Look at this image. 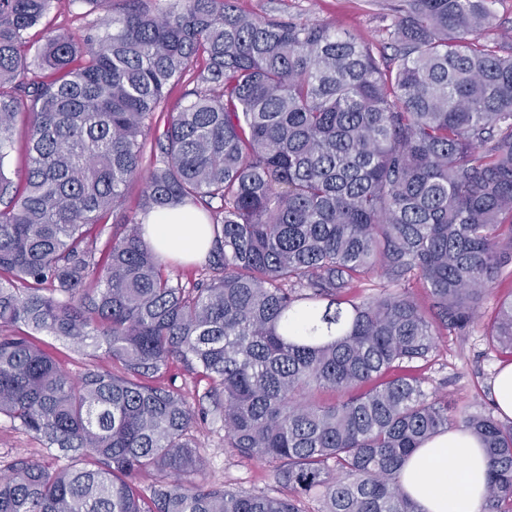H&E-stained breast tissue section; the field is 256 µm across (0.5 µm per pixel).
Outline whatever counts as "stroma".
<instances>
[{
  "mask_svg": "<svg viewBox=\"0 0 512 512\" xmlns=\"http://www.w3.org/2000/svg\"><path fill=\"white\" fill-rule=\"evenodd\" d=\"M237 5L260 18L332 23L338 30L382 50L384 56L392 54L385 43L393 16L380 0H238ZM100 15L89 0H57L30 35L36 41L49 31L78 36ZM511 296L512 279H499L490 286L479 317L466 335L441 336L432 356L421 365L427 388L447 396L452 404L466 402L483 410L493 408L491 384L503 361L484 330L495 318L500 302ZM197 435L207 460L198 481L223 482L249 493L275 489L271 467L242 458L235 449L225 447L223 430L202 425ZM20 459L46 463L50 457L31 435L0 417V470Z\"/></svg>",
  "mask_w": 512,
  "mask_h": 512,
  "instance_id": "35a3bbf8",
  "label": "stroma"
}]
</instances>
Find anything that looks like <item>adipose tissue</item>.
Returning <instances> with one entry per match:
<instances>
[{
  "label": "adipose tissue",
  "instance_id": "ef3b65f1",
  "mask_svg": "<svg viewBox=\"0 0 512 512\" xmlns=\"http://www.w3.org/2000/svg\"><path fill=\"white\" fill-rule=\"evenodd\" d=\"M147 239L164 256L204 255L210 234L187 208L157 210L145 220ZM488 460L481 443L462 431H448L424 442L399 472L403 492L420 512H477L487 482Z\"/></svg>",
  "mask_w": 512,
  "mask_h": 512
}]
</instances>
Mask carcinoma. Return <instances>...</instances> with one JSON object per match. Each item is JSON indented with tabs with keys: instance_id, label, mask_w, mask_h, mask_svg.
Listing matches in <instances>:
<instances>
[{
	"instance_id": "carcinoma-1",
	"label": "carcinoma",
	"mask_w": 512,
	"mask_h": 512,
	"mask_svg": "<svg viewBox=\"0 0 512 512\" xmlns=\"http://www.w3.org/2000/svg\"><path fill=\"white\" fill-rule=\"evenodd\" d=\"M490 2L395 0L383 64L236 0H125L35 46L55 0H0V417L56 461L14 463L0 512H303L311 494L322 512H418L399 469L453 428L486 451L482 512H512V421L416 374L512 277V45L485 41ZM147 154L144 213H210L192 283L140 222L91 235ZM38 333L112 367L73 375ZM486 335L512 361V300ZM177 364L206 380L194 404ZM200 422L289 495L192 481Z\"/></svg>"
}]
</instances>
